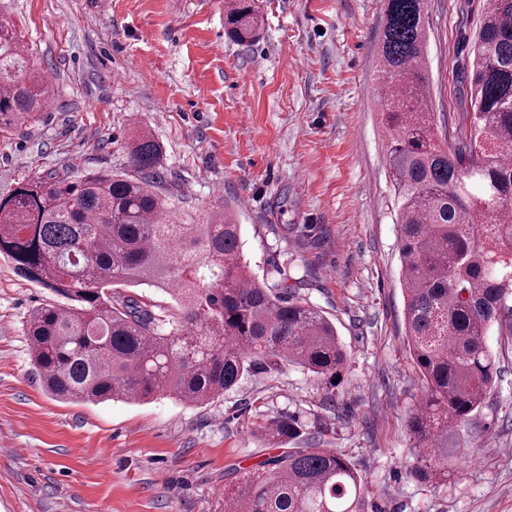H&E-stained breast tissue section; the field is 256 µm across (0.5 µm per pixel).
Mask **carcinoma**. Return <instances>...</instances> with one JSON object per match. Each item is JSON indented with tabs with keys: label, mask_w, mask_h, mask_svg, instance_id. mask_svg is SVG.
Instances as JSON below:
<instances>
[{
	"label": "carcinoma",
	"mask_w": 512,
	"mask_h": 512,
	"mask_svg": "<svg viewBox=\"0 0 512 512\" xmlns=\"http://www.w3.org/2000/svg\"><path fill=\"white\" fill-rule=\"evenodd\" d=\"M427 0H384L380 72L406 299V338L423 397L410 416L425 471L448 480L497 375L492 329L512 343V0H491L474 37L467 87L451 129L438 132L427 70ZM255 0H227L224 28L251 40ZM50 81L33 69L16 24L0 16V130L47 111ZM160 149L136 128L130 166L75 176L34 172L0 194V255L66 299L27 327L44 389L69 401H149L168 392L209 403L256 371L298 365L333 383L348 356L336 326L280 282L260 283L241 256L229 208L186 218L162 187ZM166 290L174 321L118 286ZM303 425L271 418L262 436L285 448L271 467L224 493L231 512H365V480L333 448L300 447Z\"/></svg>",
	"instance_id": "obj_1"
}]
</instances>
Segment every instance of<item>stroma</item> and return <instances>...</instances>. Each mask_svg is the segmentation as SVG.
Here are the masks:
<instances>
[{
  "mask_svg": "<svg viewBox=\"0 0 512 512\" xmlns=\"http://www.w3.org/2000/svg\"><path fill=\"white\" fill-rule=\"evenodd\" d=\"M256 41L224 33L225 0H0L48 75L39 121L0 133V191L31 172L121 171L135 127L160 143L191 214L235 210L253 276L296 279L349 356L336 386L299 367L244 376L207 404L63 402L26 327L55 301L0 256V512H225L224 490L278 456L260 430L298 419L363 474L371 512H512V348L471 421L459 469L413 473L422 395L405 338L396 209L378 114L383 0H258ZM486 0H428L439 128L459 110ZM106 463H99L100 453Z\"/></svg>",
  "mask_w": 512,
  "mask_h": 512,
  "instance_id": "stroma-1",
  "label": "stroma"
}]
</instances>
